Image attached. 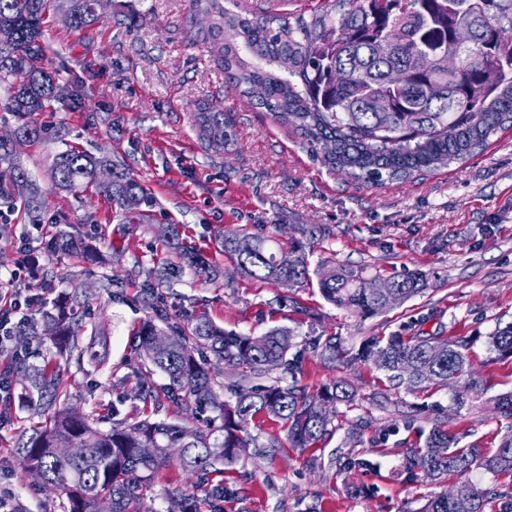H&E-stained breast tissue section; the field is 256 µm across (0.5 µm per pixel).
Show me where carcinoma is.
Here are the masks:
<instances>
[{
	"label": "carcinoma",
	"mask_w": 512,
	"mask_h": 512,
	"mask_svg": "<svg viewBox=\"0 0 512 512\" xmlns=\"http://www.w3.org/2000/svg\"><path fill=\"white\" fill-rule=\"evenodd\" d=\"M50 0H0V88L3 107L24 120L15 131L20 139L39 135L26 121L57 100L56 74L43 66L40 42ZM73 15L72 29L98 19L95 0H57ZM205 15L211 19L196 30L215 67L242 95L269 112L278 123L300 133L314 157L348 174L356 182L378 186L407 181L452 163H465L489 144L490 137L512 127V0H335L310 16L289 18L282 13L262 17L231 13L224 0H190L186 23ZM472 29L474 40L461 46L456 33ZM420 57L425 69L414 72L410 61ZM385 98L390 108L376 110ZM202 135L224 141V113L206 108L197 113ZM102 158L69 146L56 155L51 179L65 192L95 189L107 193L120 210L132 213L144 202L142 187L123 170L112 167L108 185L97 182ZM10 168V189L0 186V198L22 199L29 211L40 209L39 189L15 163L13 143L0 139V165ZM174 250V260L160 271L147 272L138 301L148 310L138 332L137 355L147 374L157 370L169 379L158 394L144 386L145 398L160 408L193 401L199 410L216 412L218 424L192 429L150 416L119 417L112 421L77 409L61 389L55 359L41 366L13 360L0 372V384L24 377L20 401L45 417L41 426L21 434L12 457L25 469L41 475L43 485L66 497V512H129L143 485L172 461L169 450L185 448L180 468L202 484L218 464H231L239 449L255 438L250 423L263 416L286 431L289 446L301 451L328 434L331 407L353 401L352 391L333 383L311 397L299 384L302 362L286 359L294 345L293 331L272 328L257 337L224 331L205 315L186 324L168 326L164 280L191 269L210 278L208 262L179 237L173 227L160 230ZM85 236L78 230L61 232L44 245L48 253L84 254ZM224 255L242 276L263 282L286 278L294 284L309 281L308 256L302 242L293 243V263L279 262L282 250L267 237L245 229L221 236ZM322 296L336 307L367 319L385 313L390 305L373 288L382 279L363 268L327 260L316 271ZM405 302L427 288V276L411 272L387 278ZM85 303L83 289L69 281L42 313L18 332L27 345L50 341L57 353L82 364L88 348L78 332ZM168 341L159 346L158 335ZM489 353L512 357V322L487 337ZM312 351L324 364L344 354L334 336L318 337ZM353 359L371 362L388 382L420 392L432 386L453 391L454 405H465L470 392L483 388L473 378L469 342L444 336H372ZM214 363L249 369L250 380L232 385L234 403L218 402L210 373ZM285 367L291 382L270 378ZM460 437L434 426L423 444L406 449L402 471L409 481L423 477L441 482L457 476L454 491L430 497L413 512H512V492L484 487L469 478L474 469L498 477L512 476V430L495 451L459 447Z\"/></svg>",
	"instance_id": "cac0c4a2"
}]
</instances>
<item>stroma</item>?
<instances>
[{
	"label": "stroma",
	"mask_w": 512,
	"mask_h": 512,
	"mask_svg": "<svg viewBox=\"0 0 512 512\" xmlns=\"http://www.w3.org/2000/svg\"><path fill=\"white\" fill-rule=\"evenodd\" d=\"M189 0H112L95 24L75 31L58 13L43 26L45 62L58 70L61 85L83 86L82 106L67 98L33 115L40 137L17 147L21 167L36 182L44 206L43 226L34 230L22 208L0 209V277L9 278L24 250L69 225H78L102 261L87 264L66 255H47L44 269L54 286L37 279L19 281L35 296L28 318H40L66 280H82L89 290L88 316L79 339L97 359L75 364L58 359L64 384L86 413L143 411L141 387H164L168 378L141 371L135 333L147 312L139 303L148 270L173 257L159 227H178L208 259L212 278L185 272L164 285L169 320L185 323L206 313L225 330L259 336L287 327L303 357L302 385L309 393L345 381L353 403L336 407L328 435L306 450L290 448L280 427L265 418L249 431L255 446L232 464L218 466L206 485L189 481L178 466L163 468L143 488L139 512H180L169 498L179 487L196 499L200 512L211 487L227 495L222 512H414L426 496L441 492L429 481L405 482L406 448L419 430L440 424L463 434V446L490 452L512 426L497 408L496 395L512 391V357H490L486 338L512 321V130L493 135L486 150L466 163L406 182L369 188L313 159L292 127L276 123L226 84L208 53L194 40L184 17ZM222 111L229 137L223 148L205 144L193 106ZM110 157L144 189L140 217L122 223L117 207L102 192L72 195L55 189L50 169L66 146ZM315 227L313 237L302 230ZM244 228L268 236L282 249L304 240L311 266L336 260L388 276L420 271L428 286L388 312L363 320L327 302L316 281L286 289L240 276L218 247L220 234ZM115 279L103 289L104 279ZM394 332L468 339L475 377L487 394L463 408L447 391L407 393L392 387L371 363L347 361L371 336ZM338 337L346 352L325 365L309 344L317 336ZM418 407L412 428L383 430L399 412ZM30 411L16 407L0 424V485L14 493L20 512H63L62 497L13 462L11 450L29 426ZM361 422L357 439L348 429ZM277 442L274 455L261 446ZM367 455L376 467L349 473L338 456ZM362 487L348 494L347 482Z\"/></svg>",
	"instance_id": "stroma-1"
}]
</instances>
